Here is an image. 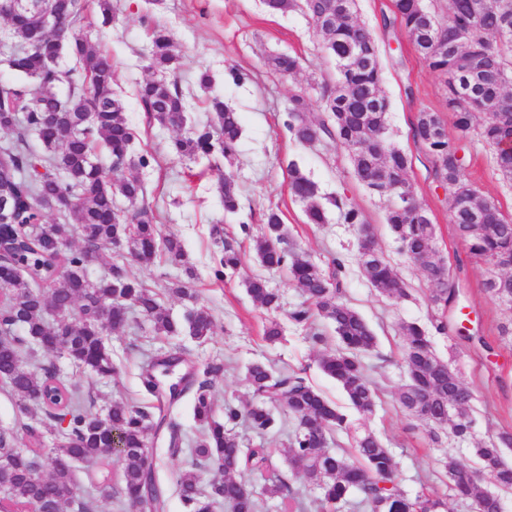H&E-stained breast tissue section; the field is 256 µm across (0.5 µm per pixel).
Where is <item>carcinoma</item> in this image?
I'll return each instance as SVG.
<instances>
[{
    "mask_svg": "<svg viewBox=\"0 0 512 512\" xmlns=\"http://www.w3.org/2000/svg\"><path fill=\"white\" fill-rule=\"evenodd\" d=\"M271 14L299 10L305 14L321 49L336 65V80L324 83L321 110L324 116L307 117L309 97L294 95L285 126L300 145H313L327 137L347 153L355 178L369 191L381 196V188L393 193L385 210L387 224L400 252L410 261L428 258L423 276L429 284L428 304L434 311L431 326L438 334L448 332V304L457 302L460 278L434 246L435 225L423 218L425 205L409 182L412 160L388 141L387 114L390 103L382 91V67L378 46L371 31L358 17L357 0H263ZM48 6L69 27L81 23L83 0H50ZM0 18L12 27L19 40L8 66L28 79L29 90L0 88V131L13 134L0 146V199L9 203L0 209V382L17 398L24 414L41 413L42 422L54 436L46 447L45 433L27 426V446H18L11 429L0 428V508L4 512H62L67 497L63 491L74 486L73 463H96L109 456L113 440L123 451L121 481L105 484L117 508H147L165 512L166 500L148 464L151 436L165 428L169 451H179L182 439L174 406L187 393H194L193 415L203 428L196 443L195 461L179 474L176 485L184 512H214L217 504L230 512H257L251 474L264 471L268 449L259 444L242 446L233 426L246 421L264 436L278 428L274 409L287 408L294 420L288 435L291 466L314 481L319 500L336 505L356 494L366 512L392 500L396 512H433L440 502L423 496L413 499L380 483L394 481L396 462L389 449L371 432H355L350 414L341 410L316 389L301 371H276L255 361L246 367L244 381L252 391L246 404L224 400L223 418L216 415L210 387L224 372V363L212 362L182 378L183 385L164 387L160 372L178 366L175 352L148 361L140 374L143 391L156 399L158 420L146 408L115 402L102 413L87 410L79 389L62 380L56 364L38 362L37 370L22 366L21 347L30 344L33 358L48 352L65 357L82 374L114 376L118 368L107 345L110 332L127 325L130 310L150 322L160 336H188L203 343L213 333L214 320L205 305L174 318L160 303L158 293L130 276L125 265L110 263L107 275L92 280L88 268L99 262L110 245L118 257L151 265L163 260L184 268L185 251L174 235L161 236L158 216L143 204V182L122 170L146 167L145 155L133 157L134 129L126 118L125 106L113 89L115 63L92 44L73 37L55 42L37 38V27L27 17L0 7ZM408 35L428 67L443 79L448 116L459 133L453 142L445 134V120L435 112L417 113L412 137L431 158L435 181L445 192L455 232L470 258L490 266L484 290L499 300L512 291V216L483 198L464 176L467 145L480 143L494 152L496 170L512 183V153L504 143L512 138V109L504 110V97L512 96V0H393L392 18ZM149 67L168 73L177 69L167 27L151 31ZM67 58L73 66L52 67L48 59ZM267 64L281 76L300 70L299 57L277 53ZM482 78L484 110L472 112L462 102L459 89L472 75ZM68 86L61 97L59 88ZM38 99L39 106L31 104ZM148 117L161 125H184L186 103L177 81L148 80L139 89ZM211 116L201 126H192L172 141V151L190 159L218 154L231 165L242 136L238 112L215 96ZM39 138L46 153L31 149ZM288 187L304 205L310 224H323L328 207L338 211L346 224L358 226L360 270L380 295L394 300L408 297L405 283L378 247L374 232L364 230V212L334 195L324 198L318 187L293 161L288 163ZM224 212L240 210V187L230 171L217 185ZM49 193L71 197L62 209L63 221L49 223L36 206L37 198ZM478 210L482 221L472 219ZM264 232L256 242V257L266 268L288 272L305 300L288 311L289 322L310 333L319 344L326 339L315 330L316 319L328 322L336 346L318 360L319 369L336 380L350 408L360 416L374 412L378 394L368 377L363 355L377 346V336L365 318L343 298L338 274L343 261L332 259L334 271L326 274L308 254L286 241L279 208L263 211ZM222 256L214 276L217 280L239 274L246 253L233 238H221L214 226ZM79 236L80 245L71 248ZM247 293L261 307L276 311L280 297L266 281H246ZM405 344L402 367L406 382L397 393L399 406L424 422L431 440L452 427L453 434H469L467 403L453 397L464 389L459 376L433 352L427 331L418 323L402 326ZM346 433L353 440L345 453L330 450L335 438ZM512 447V432L499 431L472 448L475 466L448 458L445 467L453 495L475 503L481 512H497L498 500L491 497L473 473L483 471L502 491L512 490V467L502 460V449ZM216 464L224 478L201 486L203 467ZM262 494L278 498L284 508L301 509L303 502L286 482L279 479L262 487Z\"/></svg>",
    "mask_w": 512,
    "mask_h": 512,
    "instance_id": "carcinoma-1",
    "label": "carcinoma"
}]
</instances>
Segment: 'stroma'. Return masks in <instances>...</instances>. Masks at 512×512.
<instances>
[{"instance_id":"1","label":"stroma","mask_w":512,"mask_h":512,"mask_svg":"<svg viewBox=\"0 0 512 512\" xmlns=\"http://www.w3.org/2000/svg\"><path fill=\"white\" fill-rule=\"evenodd\" d=\"M117 11L113 20H105L97 0H85V18L81 23L91 43L109 53L115 62L114 89L124 102L126 115L137 136L135 154L153 156L147 168L135 169L146 188L145 201L159 216L162 234L181 239L196 277L190 286L214 316L211 338L199 343L187 336L155 335L148 322H140L111 333L107 337L118 373L111 378L79 374L63 357L55 363L61 377L77 383L91 411H99L115 401L145 404L139 378L140 366L150 356L170 349L180 350L188 363L204 367L221 361L223 376L214 380L211 392L216 403L225 398L247 401L251 392L243 377L253 361L268 362L274 368L305 369L310 383L330 400L345 404L340 386L318 367L319 356L336 346L334 339L316 345L304 330L293 326L286 310L301 300L299 288L286 272L261 267L247 260L240 276L220 282L214 277L218 247L212 236L213 224H221L225 233L237 237L244 250H252L261 234L260 213L279 207L287 234L298 248L306 251L322 269H329L332 258L343 259V287L346 299L375 330L377 348L366 355L370 375L380 397L375 414L368 418L353 416L359 430L377 435L389 448L397 463L395 486L407 497L433 496L442 505L439 512H475L472 503L455 499L448 487L443 468L446 456L472 463L471 447L501 430L512 431V336L499 333L501 325L512 322V306L492 299L482 288L488 275L486 264L468 259L457 238L451 216L444 202L445 192L432 177V164L425 151L411 136V123L417 112L428 109L444 112L443 81L416 53L411 41L399 27L383 29L382 19L392 13V0H358L359 17L371 30L379 47L383 70V90L390 101L388 112L391 143L412 158L409 179L417 197L423 201L436 228L435 246L449 263H461V276L467 282L462 306L470 315L469 328L484 337L488 348L461 340L455 332L431 334L434 353L448 363L473 393L469 416L471 430L466 438L444 431L439 442H431L425 423L402 411L396 395L404 382L401 367L406 322L429 325L427 305L429 286L418 267L403 256L384 222L386 199L372 195L354 177L346 151L332 140L314 146L293 141L284 123L290 98L299 92L310 97L309 115L320 118L319 81H332L336 69L320 49V38L301 12L268 13L261 0H113ZM170 29L175 51L180 57L176 72L167 80L177 81L187 106L188 123L205 120L204 102L208 96H220L240 113L243 133L239 157L234 167L242 186L241 210L234 215L224 212L217 193L218 168L207 159L191 161L173 154L171 143L177 128L149 120L144 112L139 88L155 73L149 70L150 32L154 25ZM286 52L299 55L302 68L296 76L282 77L265 65L267 56ZM209 68L214 81L210 90L197 84V73ZM245 73L241 83L232 82L228 68ZM296 161L314 181L322 196L343 195L364 211L376 241L400 278L406 283L408 298L394 301L381 296L367 283L359 268L357 229L343 222L336 209H329L323 224L308 223L301 202L288 189L287 165ZM466 177L480 193L502 212L512 215V184L498 176L492 151L482 145L470 149ZM248 223L249 234H242L241 223ZM128 273L162 293L164 305L179 318L190 309V302L166 295L167 284L183 279L180 267L164 262L143 267L127 262ZM260 275L282 297V309L266 311L247 294L244 277ZM277 321L282 336L276 342L264 340L263 330ZM193 397L185 395L176 418L183 444L177 454H170L167 436L152 440L149 458L166 499V512H183L176 490V477L191 460L194 442L201 428L193 418ZM280 431L265 439L258 437L245 423L235 427L243 443L264 444L269 452V470L282 475L298 493L306 512H364L356 497H349L336 508L316 503L317 490L303 473L290 469L286 458L287 435L292 421L285 410H278ZM76 498L63 506L64 512H77V504L92 501L94 512H117L112 499L99 488V468L89 463L74 468Z\"/></svg>"}]
</instances>
